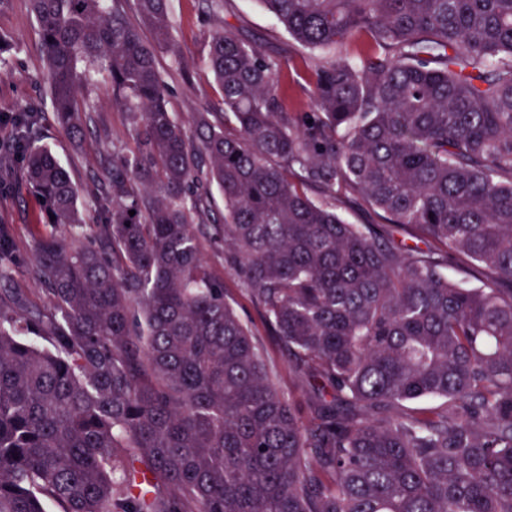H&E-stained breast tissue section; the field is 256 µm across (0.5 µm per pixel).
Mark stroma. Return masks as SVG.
I'll return each instance as SVG.
<instances>
[{"label": "stroma", "instance_id": "obj_1", "mask_svg": "<svg viewBox=\"0 0 512 512\" xmlns=\"http://www.w3.org/2000/svg\"><path fill=\"white\" fill-rule=\"evenodd\" d=\"M172 34L184 52L180 70H173L166 53H159V69L165 74L172 92L170 107L181 123H188L194 113L218 112L221 97L213 77L201 62L204 46L214 21L206 13L203 0H170ZM224 19L231 29L256 42L268 54L288 60V102L298 111L308 110L311 86L307 55L262 9L256 0H228ZM0 46L6 48L0 63V114H12L24 108L42 114L40 124L31 136L48 147L68 168L80 191L85 206L86 222L79 231L86 238L94 237L102 222V212L91 190L95 181L104 177L101 158L112 148L131 149L134 132L125 113L112 103V90L102 79L83 87L82 93L92 109L95 121L81 142L71 137L57 122L47 94V82L38 26L31 15L29 0H0ZM0 224L8 227L17 251L32 258L33 244L47 227L40 221L39 205L22 184L0 194ZM69 227H57L63 240H70ZM206 264L224 279V296L240 317L254 331V340L264 351L266 363L277 374L280 389L294 398H302L303 385L289 368L287 348L268 331L260 309L251 301L238 278L224 269V247L204 243Z\"/></svg>", "mask_w": 512, "mask_h": 512}]
</instances>
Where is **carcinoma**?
<instances>
[{
	"label": "carcinoma",
	"mask_w": 512,
	"mask_h": 512,
	"mask_svg": "<svg viewBox=\"0 0 512 512\" xmlns=\"http://www.w3.org/2000/svg\"><path fill=\"white\" fill-rule=\"evenodd\" d=\"M257 2L307 54L310 111L287 61L220 22L222 122L188 129L157 65L182 63L169 0H135L150 40L128 0H30L59 124L85 135L103 75L136 146L102 157L93 240L47 232L28 264L0 227V282L25 266L48 295L0 289V512H512V0ZM2 166L42 223H83L51 151L20 135ZM451 256L482 285L450 280ZM203 256L206 264L224 279V296L237 310L240 317L253 329L254 340L264 351L266 363L277 374L280 389L297 400L303 399V384L289 368L288 349L272 336L265 325L262 312L251 301L248 292L238 278L224 270V245L203 241Z\"/></svg>",
	"instance_id": "obj_1"
}]
</instances>
